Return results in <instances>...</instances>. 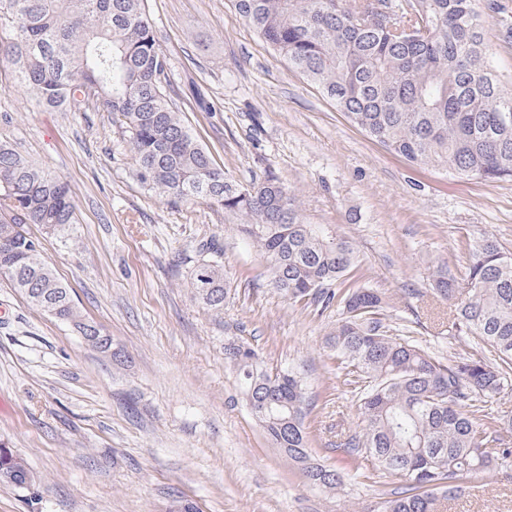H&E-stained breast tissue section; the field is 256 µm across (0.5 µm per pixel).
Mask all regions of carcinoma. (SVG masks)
<instances>
[{"instance_id": "cac0c4a2", "label": "carcinoma", "mask_w": 512, "mask_h": 512, "mask_svg": "<svg viewBox=\"0 0 512 512\" xmlns=\"http://www.w3.org/2000/svg\"><path fill=\"white\" fill-rule=\"evenodd\" d=\"M234 2L294 70L391 153L416 166L512 179V86L490 61L476 0ZM4 28L18 83L40 106L112 113L140 184L177 202L211 200L239 221L236 231L264 258L271 287L293 301H334L333 286L357 266L354 245L329 224L304 223L277 179L247 187L224 179L167 95L169 62L144 0H0ZM74 223L68 186L0 143V275L31 306L78 333L90 320L24 229L39 224L63 236ZM223 258V249L207 245L191 271L196 298L217 314L229 290ZM432 293L455 302L450 329L485 344L490 359L447 361L390 335L385 298L366 288L340 297L344 317L327 339L364 423L341 446L408 480L381 512H439L449 481L496 466L487 451L494 431L478 426L474 413L477 402L512 383V255L483 237L470 248L465 278L439 270ZM225 357L274 447L310 485L340 486L341 475L308 451L302 374L271 372L242 344L226 347ZM5 463L14 485L28 483L22 458L0 455Z\"/></svg>"}]
</instances>
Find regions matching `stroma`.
<instances>
[{
	"label": "stroma",
	"mask_w": 512,
	"mask_h": 512,
	"mask_svg": "<svg viewBox=\"0 0 512 512\" xmlns=\"http://www.w3.org/2000/svg\"><path fill=\"white\" fill-rule=\"evenodd\" d=\"M171 97L225 178L274 176L308 224H332L360 259L348 284L388 301L392 334L439 356L484 357L449 334L430 292L447 266L464 278L484 236L512 252V180L414 167L353 126L240 18L232 0H147ZM494 64L512 81V0H477ZM0 31V140L67 182L70 244L28 231L75 304L126 361L86 346L0 275V448L25 459L27 485L0 483V512H378L401 479L354 463L338 444L360 429L355 397L327 346L342 310L294 302L268 284L260 254L206 198L174 202L135 178L106 112L45 109L20 87ZM224 249L231 288L212 314L190 284L203 245ZM306 380L311 454L343 475L306 483L247 405L228 343ZM444 512H512V465L478 474Z\"/></svg>",
	"instance_id": "1"
}]
</instances>
